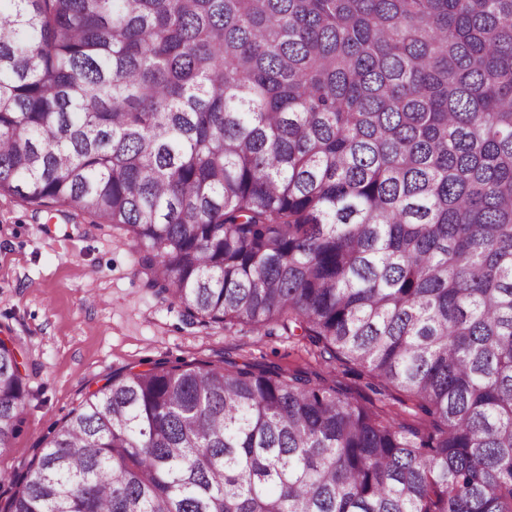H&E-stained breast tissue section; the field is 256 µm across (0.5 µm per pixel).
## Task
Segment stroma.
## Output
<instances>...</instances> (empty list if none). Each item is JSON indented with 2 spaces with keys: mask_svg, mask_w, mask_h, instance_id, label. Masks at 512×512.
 <instances>
[{
  "mask_svg": "<svg viewBox=\"0 0 512 512\" xmlns=\"http://www.w3.org/2000/svg\"><path fill=\"white\" fill-rule=\"evenodd\" d=\"M123 229L73 223L55 211L33 215L0 197V330L25 363L28 397L0 468L23 471L85 394L120 369L158 363H247L315 374L376 409L414 423L410 401L377 394L356 368L321 359L279 328L228 331L190 322L180 304L147 288Z\"/></svg>",
  "mask_w": 512,
  "mask_h": 512,
  "instance_id": "35a3bbf8",
  "label": "stroma"
}]
</instances>
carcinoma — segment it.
<instances>
[{
  "label": "carcinoma",
  "mask_w": 512,
  "mask_h": 512,
  "mask_svg": "<svg viewBox=\"0 0 512 512\" xmlns=\"http://www.w3.org/2000/svg\"><path fill=\"white\" fill-rule=\"evenodd\" d=\"M409 400L128 368L3 512H512V0H0V197ZM0 340V452L27 398Z\"/></svg>",
  "instance_id": "1"
}]
</instances>
